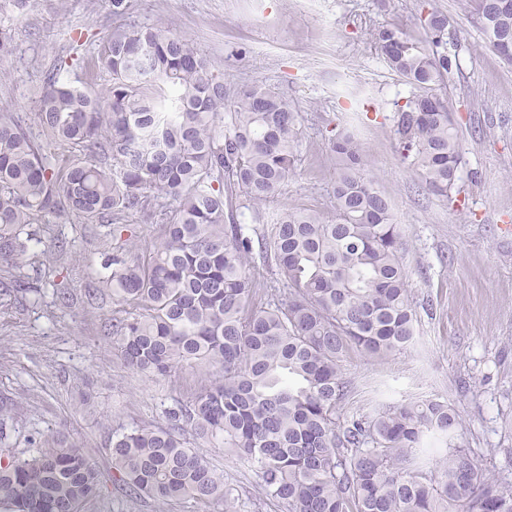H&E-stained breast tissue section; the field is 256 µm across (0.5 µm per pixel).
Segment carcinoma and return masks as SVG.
Masks as SVG:
<instances>
[{"label": "carcinoma", "mask_w": 512, "mask_h": 512, "mask_svg": "<svg viewBox=\"0 0 512 512\" xmlns=\"http://www.w3.org/2000/svg\"><path fill=\"white\" fill-rule=\"evenodd\" d=\"M474 2L490 46L512 62V0ZM422 22V42L387 25L372 37L411 88L395 116L401 161L449 200L464 165L442 93L456 58L448 15L433 10ZM93 64L111 78L104 92L52 72L37 112L45 139L82 159L47 154L0 107V278L31 289L16 271L36 258L25 227L44 213L157 224L146 255L132 244L112 257L87 300L142 308L104 325L125 368L166 379L194 365L206 381L164 423L112 432L106 473L64 434L30 439L26 456L0 453V506L81 512L110 480L135 501L237 512L224 472L199 451L210 445L246 462L284 512H512V485L464 448L447 401L339 413L347 354L392 356L413 343L417 322L401 228L365 174L360 144L342 130L330 140L333 218L287 209L256 240L233 199L269 201L293 174L300 121L287 95L243 84L228 101L190 39L153 27L113 30ZM258 260L276 265L283 297L257 303Z\"/></svg>", "instance_id": "1"}]
</instances>
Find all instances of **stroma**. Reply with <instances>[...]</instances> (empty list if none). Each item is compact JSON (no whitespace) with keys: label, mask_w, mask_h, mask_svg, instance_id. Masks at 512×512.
Returning <instances> with one entry per match:
<instances>
[{"label":"stroma","mask_w":512,"mask_h":512,"mask_svg":"<svg viewBox=\"0 0 512 512\" xmlns=\"http://www.w3.org/2000/svg\"><path fill=\"white\" fill-rule=\"evenodd\" d=\"M447 13L459 67L446 94L465 164L452 200L422 188L402 164L394 136L397 105L410 88L373 47L382 25L422 36V13ZM156 26L191 39L209 55L228 91L252 84L288 96L300 116L296 173L265 211L314 210L332 217L336 130L361 144L367 170L389 200L406 243L417 303L416 339L380 360L350 353L351 389L342 416L379 404L440 398L464 420L465 446L483 468L512 484V64L489 47L463 0H129L122 18L112 0H25L0 12L15 49L0 59V105L9 104L35 140L47 72L73 86L106 89L107 74L86 61L116 24ZM43 246L63 241L61 261L24 267L34 292L0 298V399L13 405L6 448L28 435L63 431L80 439L101 469L113 430L161 422L175 400L199 384L195 369L154 380L125 368L103 325L111 300L90 306L84 288L108 273L121 239L72 216H43ZM205 454L237 489L239 512H281L246 464L221 448ZM83 512H202L191 503L161 507L125 501L111 488Z\"/></svg>","instance_id":"1"}]
</instances>
